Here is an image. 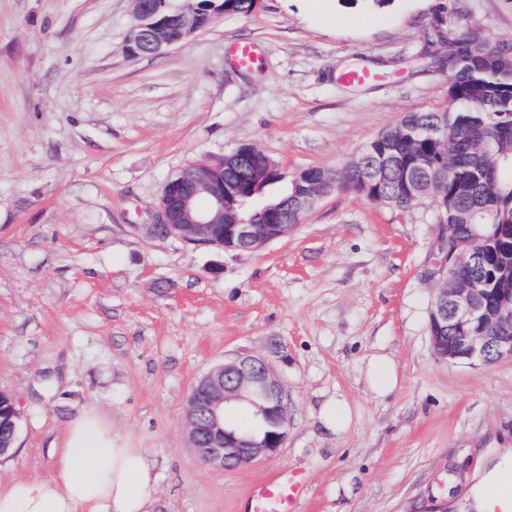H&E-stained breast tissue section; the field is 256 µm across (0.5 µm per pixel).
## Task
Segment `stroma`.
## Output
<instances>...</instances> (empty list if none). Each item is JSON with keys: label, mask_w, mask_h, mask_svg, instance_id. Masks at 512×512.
<instances>
[{"label": "stroma", "mask_w": 512, "mask_h": 512, "mask_svg": "<svg viewBox=\"0 0 512 512\" xmlns=\"http://www.w3.org/2000/svg\"><path fill=\"white\" fill-rule=\"evenodd\" d=\"M438 0H258L157 55L123 49L131 0H0V392L20 415L0 488L46 479L68 424L97 406L154 465L150 512H243L270 472L302 471L305 512H474L469 495L512 449V362L431 350L427 274L440 227L339 191L259 252L146 233L167 180L243 144L282 175L340 167L411 112L448 105ZM512 40V0H445ZM256 44L258 69L236 67ZM351 70L371 81L346 83ZM388 355L396 390L365 378ZM265 357L288 398L280 453L205 464L185 431L213 366ZM342 399V433L320 419Z\"/></svg>", "instance_id": "35a3bbf8"}]
</instances>
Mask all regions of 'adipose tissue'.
<instances>
[{
  "mask_svg": "<svg viewBox=\"0 0 512 512\" xmlns=\"http://www.w3.org/2000/svg\"><path fill=\"white\" fill-rule=\"evenodd\" d=\"M55 453L51 478L0 489V512H148L155 481L149 458L96 409L69 425ZM472 497L479 512L512 504V457H502Z\"/></svg>",
  "mask_w": 512,
  "mask_h": 512,
  "instance_id": "ef3b65f1",
  "label": "adipose tissue"
}]
</instances>
